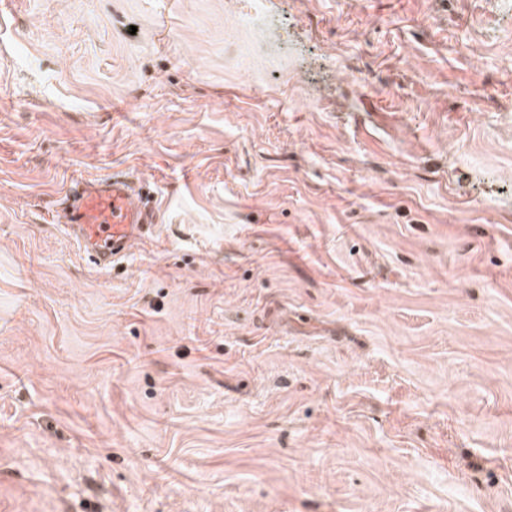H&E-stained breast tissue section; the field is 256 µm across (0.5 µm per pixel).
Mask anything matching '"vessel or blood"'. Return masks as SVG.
I'll return each mask as SVG.
<instances>
[{"instance_id": "b4317fda", "label": "vessel or blood", "mask_w": 512, "mask_h": 512, "mask_svg": "<svg viewBox=\"0 0 512 512\" xmlns=\"http://www.w3.org/2000/svg\"><path fill=\"white\" fill-rule=\"evenodd\" d=\"M76 184L64 221L75 225L81 251L98 267H108L133 246L144 225L153 223L154 214L122 176L97 181L80 178Z\"/></svg>"}]
</instances>
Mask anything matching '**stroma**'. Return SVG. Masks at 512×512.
I'll return each mask as SVG.
<instances>
[{"mask_svg": "<svg viewBox=\"0 0 512 512\" xmlns=\"http://www.w3.org/2000/svg\"><path fill=\"white\" fill-rule=\"evenodd\" d=\"M255 4L0 0V512H512V0ZM81 191H73L63 215L65 224H74L80 250L100 268L123 257L141 236L144 224H153L152 209H145L135 188L122 176L98 181L83 178L71 181Z\"/></svg>", "mask_w": 512, "mask_h": 512, "instance_id": "1", "label": "stroma"}]
</instances>
